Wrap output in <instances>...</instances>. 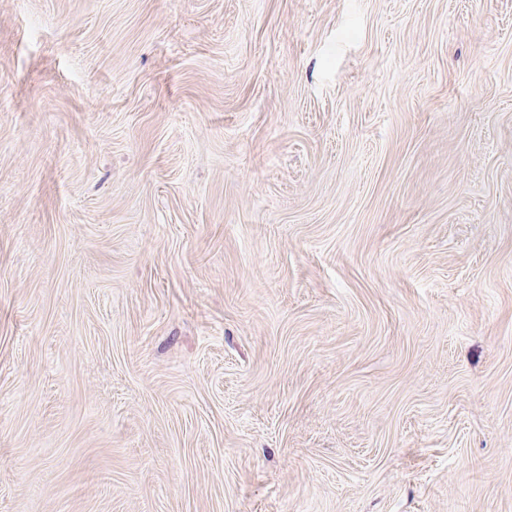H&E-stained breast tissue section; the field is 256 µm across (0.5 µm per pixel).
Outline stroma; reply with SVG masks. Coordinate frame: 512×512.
<instances>
[{
  "instance_id": "obj_1",
  "label": "stroma",
  "mask_w": 512,
  "mask_h": 512,
  "mask_svg": "<svg viewBox=\"0 0 512 512\" xmlns=\"http://www.w3.org/2000/svg\"><path fill=\"white\" fill-rule=\"evenodd\" d=\"M0 512H512V0H0Z\"/></svg>"
}]
</instances>
